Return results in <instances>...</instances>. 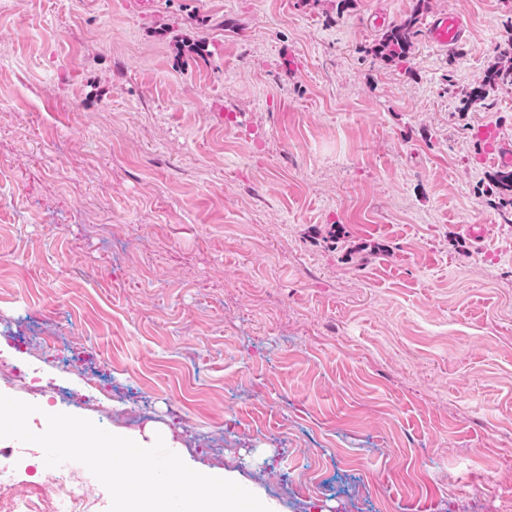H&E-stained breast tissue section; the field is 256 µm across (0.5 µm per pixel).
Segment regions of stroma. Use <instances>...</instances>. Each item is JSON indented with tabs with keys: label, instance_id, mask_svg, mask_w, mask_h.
Returning <instances> with one entry per match:
<instances>
[{
	"label": "stroma",
	"instance_id": "1",
	"mask_svg": "<svg viewBox=\"0 0 512 512\" xmlns=\"http://www.w3.org/2000/svg\"><path fill=\"white\" fill-rule=\"evenodd\" d=\"M0 0V394L279 512H512V0ZM46 390L32 399L26 385ZM0 470L25 495L41 459ZM415 5L399 23L387 28L370 47L371 53L385 61L401 62L407 59L419 27L427 0H415ZM464 36L461 18L453 13L440 15L428 24L426 30L427 40L440 48H452ZM506 86L512 87V64L508 67L493 66L485 73L479 84L472 86L469 91L465 92V105L478 106L482 104L491 90ZM150 437V442L145 441L142 437L132 438L122 433L112 434V451H121L123 448H139L143 458H150L145 452L151 453L149 450L144 448H157V444L163 440L166 444V448H180V446H173L170 440V435L162 429H155L147 432Z\"/></svg>",
	"mask_w": 512,
	"mask_h": 512
}]
</instances>
